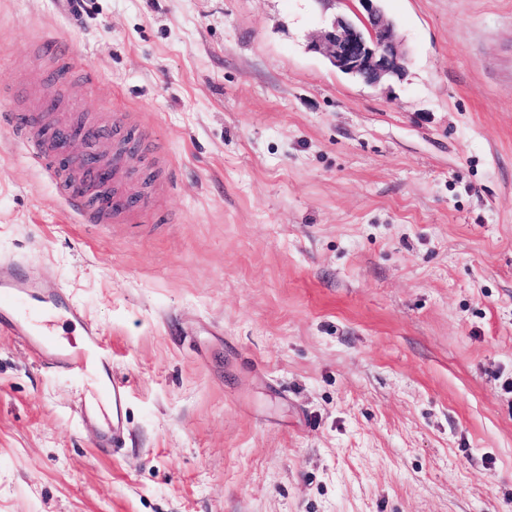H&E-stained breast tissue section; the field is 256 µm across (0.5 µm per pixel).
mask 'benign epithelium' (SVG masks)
<instances>
[{
    "mask_svg": "<svg viewBox=\"0 0 512 512\" xmlns=\"http://www.w3.org/2000/svg\"><path fill=\"white\" fill-rule=\"evenodd\" d=\"M379 2L360 0L364 13L359 15V21L342 16L334 18L331 28L314 44V49L337 70L369 85L400 76L407 62V53L395 34L394 25L385 17ZM58 142L61 164L83 163L93 167L91 154L74 150L78 138L62 133Z\"/></svg>",
    "mask_w": 512,
    "mask_h": 512,
    "instance_id": "7a95c632",
    "label": "benign epithelium"
}]
</instances>
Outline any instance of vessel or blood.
Masks as SVG:
<instances>
[{"mask_svg": "<svg viewBox=\"0 0 512 512\" xmlns=\"http://www.w3.org/2000/svg\"><path fill=\"white\" fill-rule=\"evenodd\" d=\"M10 125L17 142L51 179L64 183L63 200L73 217L81 224H109L117 214L130 215V206L122 209L108 207L88 208L86 195L93 188L84 167L61 170L56 160L53 136L48 132L42 116L29 112L25 117H11ZM7 307V326L11 333L31 346L47 368L56 372L78 374L89 366L100 367L99 391L112 402V418L107 423L101 446H117L124 434L123 408L126 384L108 372L109 353L94 325L86 323L78 305H70L69 316L83 324V340L79 350H71L55 338L49 321L58 306L55 294L39 293L36 283L21 268L20 260H0V307Z\"/></svg>", "mask_w": 512, "mask_h": 512, "instance_id": "1", "label": "vessel or blood"}]
</instances>
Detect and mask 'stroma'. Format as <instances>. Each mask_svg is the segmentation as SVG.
<instances>
[{"instance_id": "35a3bbf8", "label": "stroma", "mask_w": 512, "mask_h": 512, "mask_svg": "<svg viewBox=\"0 0 512 512\" xmlns=\"http://www.w3.org/2000/svg\"><path fill=\"white\" fill-rule=\"evenodd\" d=\"M80 3L0 0V259L99 328L128 435L0 329V512H512V0H383L376 86L311 47L358 0ZM54 85L151 141L138 223H76L15 142Z\"/></svg>"}]
</instances>
